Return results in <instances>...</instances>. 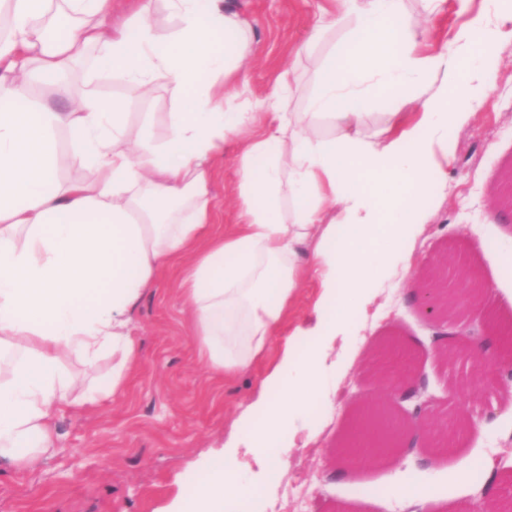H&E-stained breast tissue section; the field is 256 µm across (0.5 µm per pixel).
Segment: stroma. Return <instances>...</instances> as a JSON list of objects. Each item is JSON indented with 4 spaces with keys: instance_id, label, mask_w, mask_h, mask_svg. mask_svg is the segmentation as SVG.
<instances>
[{
    "instance_id": "stroma-1",
    "label": "stroma",
    "mask_w": 512,
    "mask_h": 512,
    "mask_svg": "<svg viewBox=\"0 0 512 512\" xmlns=\"http://www.w3.org/2000/svg\"><path fill=\"white\" fill-rule=\"evenodd\" d=\"M254 26L253 63L247 86L234 98L247 109L290 73L292 108H302L314 88V76L336 44L330 35L314 47L307 33L324 0H231ZM498 79L480 109L462 126L448 129L452 166L448 183L430 201L428 219L416 225L391 272L380 279L366 310L352 314L333 343V367L324 387L305 409L298 429L280 442L276 456L286 465L276 478L263 461L243 454V477L257 494L234 505L233 512H421V497L438 512H470L480 499L512 491V406L500 399L512 370L501 365L499 351L488 348L485 378L472 375V362L452 365L436 352L446 339L406 295L404 271L430 265L452 240L465 244L482 279L499 295L512 294V277L496 278L501 251L512 245V217L495 211L491 190L497 176L512 165V39L495 62ZM79 73L78 91L128 102L130 132L150 125L164 136L176 105L163 86L144 94L122 77ZM238 181V149L228 145L217 165L212 189L219 222L216 231L237 221L233 204ZM179 266L159 271L133 310L139 365L122 393L96 404H72L56 415L54 456L19 468L0 464V512H161L177 492H191L188 462L201 461L223 443L239 407L252 398L271 368L279 348L248 374L225 379L200 357L191 318L177 279ZM395 333L427 384L436 420L459 415L477 419L480 428L465 437L453 456L425 461L415 448L384 463L346 468L334 477L332 451L346 433L353 403L379 392L368 375L377 340ZM462 381L447 391L448 379ZM500 459L498 472L475 481L480 460Z\"/></svg>"
}]
</instances>
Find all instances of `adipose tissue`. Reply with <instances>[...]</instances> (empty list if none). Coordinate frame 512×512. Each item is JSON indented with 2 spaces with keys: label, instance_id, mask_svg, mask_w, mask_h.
I'll return each instance as SVG.
<instances>
[{
  "label": "adipose tissue",
  "instance_id": "1",
  "mask_svg": "<svg viewBox=\"0 0 512 512\" xmlns=\"http://www.w3.org/2000/svg\"><path fill=\"white\" fill-rule=\"evenodd\" d=\"M176 18L159 35L156 5ZM459 24L440 49L422 48L407 0H327L307 42L343 37L316 73L305 111L282 82L258 101L261 138L239 153L240 222L214 229L210 182L231 139L254 113L225 107L245 82L254 30L227 0H137L121 25L112 0H0V460L31 463L55 453L53 417L70 404L75 358L112 371L81 401L122 390L138 362L129 317L162 268L186 261L178 282L201 354L227 374L264 358L283 336L307 271L320 277L314 344L286 338L255 400L239 412L222 449L200 468L192 495L165 512H223L252 498L240 447L275 442L325 381L321 341L368 301L399 246L426 218L424 202L448 181V128L466 123L494 86L488 64L504 49L512 6L456 0ZM95 50L98 72L137 89L163 83L177 104L167 132L128 136L124 101L74 97L63 75ZM51 90L35 102L33 82ZM382 101L377 127L369 108ZM335 133L314 137L319 123ZM67 139L86 178L61 183ZM414 442L390 413L353 420V465L371 463L378 437Z\"/></svg>",
  "mask_w": 512,
  "mask_h": 512
}]
</instances>
